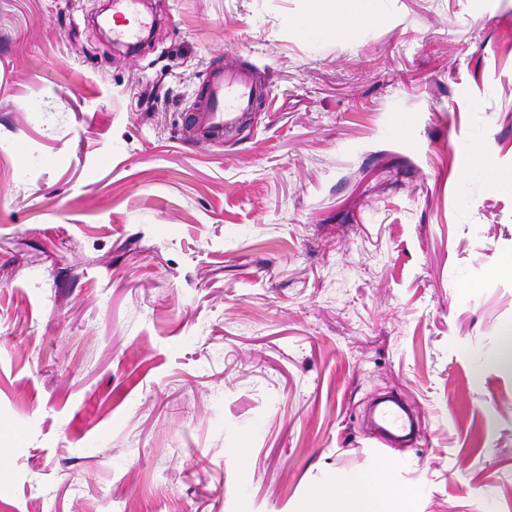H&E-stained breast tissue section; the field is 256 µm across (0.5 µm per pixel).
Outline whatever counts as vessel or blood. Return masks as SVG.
<instances>
[{"label": "vessel or blood", "instance_id": "vessel-or-blood-1", "mask_svg": "<svg viewBox=\"0 0 512 512\" xmlns=\"http://www.w3.org/2000/svg\"><path fill=\"white\" fill-rule=\"evenodd\" d=\"M272 90L250 67L227 71L209 66L196 111L184 123L194 141L221 144L232 140L257 106L271 105Z\"/></svg>", "mask_w": 512, "mask_h": 512}]
</instances>
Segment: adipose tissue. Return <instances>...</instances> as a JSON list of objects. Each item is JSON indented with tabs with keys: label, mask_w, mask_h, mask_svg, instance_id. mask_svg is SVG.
<instances>
[{
	"label": "adipose tissue",
	"mask_w": 512,
	"mask_h": 512,
	"mask_svg": "<svg viewBox=\"0 0 512 512\" xmlns=\"http://www.w3.org/2000/svg\"><path fill=\"white\" fill-rule=\"evenodd\" d=\"M341 493L320 486L314 491L307 512H415L419 493L395 484L385 463L368 470L337 476Z\"/></svg>",
	"instance_id": "ef3b65f1"
}]
</instances>
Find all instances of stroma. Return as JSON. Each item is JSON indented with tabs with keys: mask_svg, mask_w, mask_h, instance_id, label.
<instances>
[{
	"mask_svg": "<svg viewBox=\"0 0 512 512\" xmlns=\"http://www.w3.org/2000/svg\"><path fill=\"white\" fill-rule=\"evenodd\" d=\"M0 0V512H512V0ZM274 92L189 141L210 63ZM398 394L411 446L365 414ZM386 463V462H385ZM383 461L368 470L336 477L345 493L331 494L328 486L314 490L307 512H414L419 493L395 484Z\"/></svg>",
	"mask_w": 512,
	"mask_h": 512,
	"instance_id": "35a3bbf8",
	"label": "stroma"
}]
</instances>
